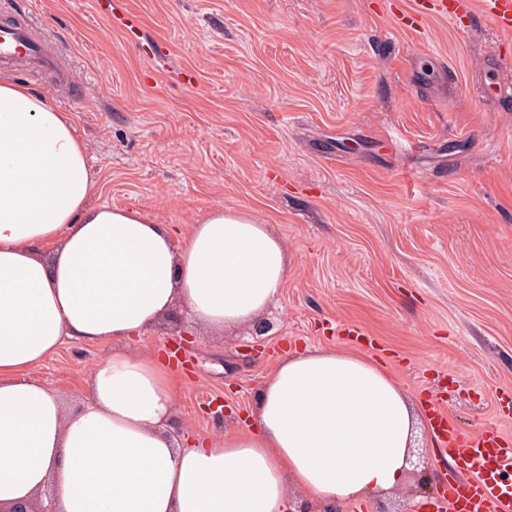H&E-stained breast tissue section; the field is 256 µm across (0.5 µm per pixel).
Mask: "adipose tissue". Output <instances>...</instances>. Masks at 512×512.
I'll use <instances>...</instances> for the list:
<instances>
[{"mask_svg":"<svg viewBox=\"0 0 512 512\" xmlns=\"http://www.w3.org/2000/svg\"><path fill=\"white\" fill-rule=\"evenodd\" d=\"M67 112L0 78V504L51 495L54 512H317L406 477L417 414L379 360L333 348L282 358L246 427L169 434L168 360L120 345L182 305L220 332L278 300L284 245L243 210L214 209L173 239L132 209L95 206ZM115 341L71 409L31 375L65 339Z\"/></svg>","mask_w":512,"mask_h":512,"instance_id":"ef3b65f1","label":"adipose tissue"}]
</instances>
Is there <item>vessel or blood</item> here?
Listing matches in <instances>:
<instances>
[{"mask_svg":"<svg viewBox=\"0 0 512 512\" xmlns=\"http://www.w3.org/2000/svg\"><path fill=\"white\" fill-rule=\"evenodd\" d=\"M430 10L460 29L478 11L500 33L512 34V0H435L430 8L415 0L401 19L403 27L417 29ZM62 56L59 40L35 34L30 23L0 24V70L36 71L61 82L68 78ZM429 413L433 438L452 462L446 489L451 512H512V486L502 480L512 470V439L496 426L473 436L460 432L438 404Z\"/></svg>","mask_w":512,"mask_h":512,"instance_id":"obj_1","label":"vessel or blood"}]
</instances>
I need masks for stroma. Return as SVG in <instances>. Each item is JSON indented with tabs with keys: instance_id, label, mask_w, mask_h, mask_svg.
I'll use <instances>...</instances> for the list:
<instances>
[{
	"instance_id": "obj_1",
	"label": "stroma",
	"mask_w": 512,
	"mask_h": 512,
	"mask_svg": "<svg viewBox=\"0 0 512 512\" xmlns=\"http://www.w3.org/2000/svg\"><path fill=\"white\" fill-rule=\"evenodd\" d=\"M411 0H112L136 39L94 0H15L21 18L67 48L72 86L16 79L68 112L84 141L93 203L136 209L181 236L208 210L272 225L290 258L272 329L249 357L250 324L197 329L172 361L171 424L185 437L246 425L264 377L307 347L377 358L419 417L399 487L336 512L437 505L449 463L427 398L467 434L512 395V106L491 99L484 68L502 36L482 15L468 32L437 15L419 32L397 17ZM197 76L181 82L184 71ZM192 319L176 309L132 339L167 351ZM351 323L373 347L337 335ZM108 342L68 341L35 376L76 408Z\"/></svg>"
}]
</instances>
